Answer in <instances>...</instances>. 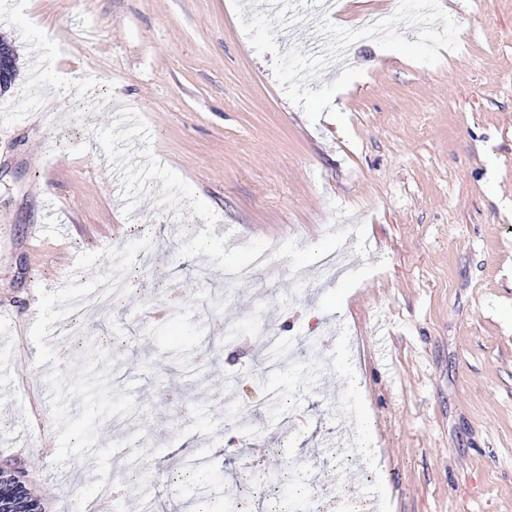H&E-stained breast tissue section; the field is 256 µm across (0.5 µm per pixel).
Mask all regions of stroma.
Listing matches in <instances>:
<instances>
[{
	"label": "stroma",
	"instance_id": "stroma-1",
	"mask_svg": "<svg viewBox=\"0 0 512 512\" xmlns=\"http://www.w3.org/2000/svg\"><path fill=\"white\" fill-rule=\"evenodd\" d=\"M397 3L310 12L352 29ZM440 5L466 47L436 66L358 41L310 81L363 69L333 99L341 124L309 121L242 31L265 2L239 16L231 0H0L18 70L0 95V468L25 473L44 512H73L96 462L53 464L38 291L107 273L108 258L76 260L145 236L123 303L85 323L125 343L109 383L136 410L97 434L129 441L110 460L132 475L124 512H299L317 476L330 507L369 493L379 512H512V0ZM35 36L54 58L37 80ZM341 245L354 266L325 277ZM333 320L338 336L301 346ZM201 344L212 363L176 368ZM243 446L298 466L264 474Z\"/></svg>",
	"mask_w": 512,
	"mask_h": 512
}]
</instances>
